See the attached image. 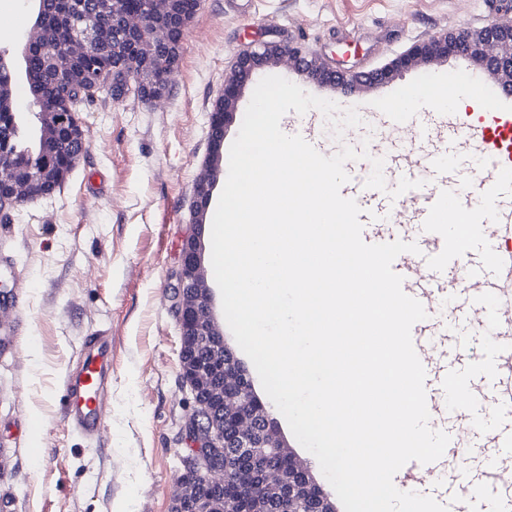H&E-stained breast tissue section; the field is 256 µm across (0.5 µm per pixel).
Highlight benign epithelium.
<instances>
[{
  "instance_id": "obj_1",
  "label": "benign epithelium",
  "mask_w": 512,
  "mask_h": 512,
  "mask_svg": "<svg viewBox=\"0 0 512 512\" xmlns=\"http://www.w3.org/2000/svg\"><path fill=\"white\" fill-rule=\"evenodd\" d=\"M88 11L84 16L97 20H112V29L117 33L119 45L112 47V100L119 102L134 91L140 100L153 104L161 100L169 88L173 66L154 74L149 64L156 57L166 56V52L180 45L193 15L184 14L174 8L161 10L156 0H146L144 9L136 15L125 9V0H87ZM498 15L485 26L477 29H456L439 32L427 39L416 41L388 63L374 70L370 77L384 84L393 80L395 74L413 66L428 65L438 57L464 55L477 61L489 60L492 43L499 39L512 41V0H500ZM78 54L85 58L82 78L87 84H95L103 75V65L88 49L85 41L76 47ZM277 54L301 63L309 77L317 82L351 84L361 75L349 71L330 69L310 56L305 46L298 41L288 43L268 42L242 49L236 56L230 75L224 79V94L210 113V129L214 143L224 138V125L228 113L226 106L235 100L243 80L261 67L266 59ZM17 169L13 155L8 151V142H0V183L16 182ZM25 201H33L53 193L50 184L42 173L37 172L27 184ZM212 196V186L208 179L197 181L194 189V206L199 210L207 207ZM199 276V254L196 234L185 237L181 248V260L175 274V314L182 336L194 337V349L182 345V376L188 384L207 374L209 364L197 357L196 349L211 344L213 323L211 319V293L201 294ZM197 412L189 421L187 435L195 445L193 453L186 458L183 475L198 481L203 490L214 488L224 490V499L243 502L256 497L254 473L258 469H274V463L261 454V442L247 430L251 416L265 411L263 401L252 395L246 405L232 404L220 408L222 419L215 421L198 392H193ZM221 448L224 457L238 466L237 477L233 482L225 480L224 469H214L207 465L202 449ZM302 489L299 496L300 512H323L322 500L326 498L323 488L312 479L303 476L288 478V493Z\"/></svg>"
}]
</instances>
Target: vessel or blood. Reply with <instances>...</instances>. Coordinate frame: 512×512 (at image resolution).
I'll use <instances>...</instances> for the list:
<instances>
[{"mask_svg": "<svg viewBox=\"0 0 512 512\" xmlns=\"http://www.w3.org/2000/svg\"><path fill=\"white\" fill-rule=\"evenodd\" d=\"M458 78L475 93L492 96L496 111L398 112L383 100L370 115L377 134L367 151L383 158L386 182L426 172L430 178L423 194L393 201L365 188L363 160L346 163L351 179L341 194L361 207L365 242L400 239L421 249L399 255L392 265L403 278L404 292L427 312L411 331L420 360L429 358L426 337L444 336L449 344L463 346L494 330L491 358L470 372L452 366L442 379L426 380L427 405L436 407L437 390L454 391L448 403L451 447H467L473 432L484 447L512 448V85H488L483 71L464 70ZM447 134L453 135L458 156L483 164L468 179L442 158ZM111 376L110 336H85L77 364L64 375V413L86 438H98L104 428Z\"/></svg>", "mask_w": 512, "mask_h": 512, "instance_id": "b4317fda", "label": "vessel or blood"}]
</instances>
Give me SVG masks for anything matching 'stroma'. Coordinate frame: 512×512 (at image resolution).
<instances>
[{
  "label": "stroma",
  "mask_w": 512,
  "mask_h": 512,
  "mask_svg": "<svg viewBox=\"0 0 512 512\" xmlns=\"http://www.w3.org/2000/svg\"><path fill=\"white\" fill-rule=\"evenodd\" d=\"M493 0H251L237 10L203 0L182 41L162 105L100 94L76 113L87 144L51 195L0 216V307L21 304L16 353L0 356V448L13 465L0 473V512H171L179 491L184 432L195 412L181 373L173 287L183 239L197 233L201 273L211 289L218 331L225 320L211 264L214 207L196 212L194 186L210 174L220 196L228 172L210 139V114L237 53L264 42H303L325 65L379 68L412 42L444 30L479 28ZM38 0H0V51L13 73L17 119L37 139V106L21 48L33 32ZM281 76L336 100L302 67L272 60L242 84L224 129L239 132L258 82ZM112 338V384L105 427L88 440L60 405L63 374L81 340ZM42 423L31 437L26 422ZM41 444L43 458L31 450Z\"/></svg>",
  "instance_id": "1"
}]
</instances>
